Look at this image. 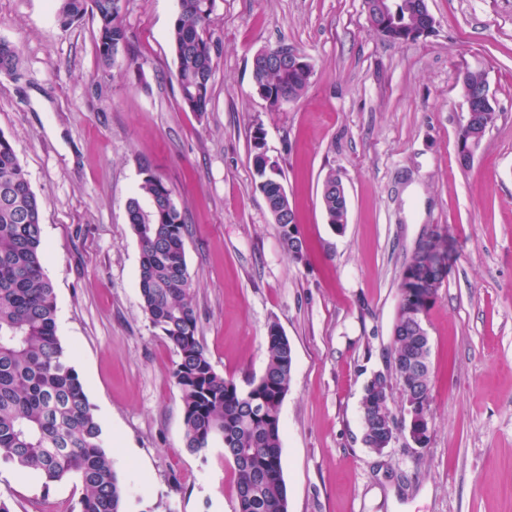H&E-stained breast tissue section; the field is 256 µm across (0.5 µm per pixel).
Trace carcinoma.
Wrapping results in <instances>:
<instances>
[{
    "label": "carcinoma",
    "instance_id": "1",
    "mask_svg": "<svg viewBox=\"0 0 512 512\" xmlns=\"http://www.w3.org/2000/svg\"><path fill=\"white\" fill-rule=\"evenodd\" d=\"M58 21L68 26L90 13L98 22V57L113 67L118 51L129 45L121 0H57ZM408 0H387L388 31L401 34L412 23ZM215 0H178L170 31L177 60V82L184 107L205 112L211 101L214 57L211 32ZM274 48L255 54L253 83L270 108L298 99L312 75L311 65L290 71L271 62ZM0 70L19 73L13 45L0 41ZM496 120L491 109L477 112L459 138L480 139ZM265 200L283 208L277 165L253 160ZM138 192L126 206L128 224L140 247L138 288L142 311L171 344L177 360L171 376L184 406L185 448L199 453L220 439L236 474V512H288L283 478L281 407L293 372V348L281 327L268 325L262 375L241 388L218 373L198 331L188 272L184 222L173 188L146 167ZM336 174L322 183L321 201L328 224L344 230L348 210L336 200ZM42 202L33 192L12 141L0 133V460L38 476L44 489L74 479L82 489L80 512H125L123 483L106 452L102 429L78 373L63 348L56 325V295L43 266ZM442 271L426 273L436 295L447 275L448 239L431 233ZM415 245L399 288L422 273ZM414 302L399 294L386 373H372L363 387L362 439L366 448L384 446L394 426L379 393L399 387L407 411L427 414L432 391L429 339L416 335Z\"/></svg>",
    "mask_w": 512,
    "mask_h": 512
}]
</instances>
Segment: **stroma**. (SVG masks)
Returning <instances> with one entry per match:
<instances>
[{
  "label": "stroma",
  "mask_w": 512,
  "mask_h": 512,
  "mask_svg": "<svg viewBox=\"0 0 512 512\" xmlns=\"http://www.w3.org/2000/svg\"><path fill=\"white\" fill-rule=\"evenodd\" d=\"M435 31L392 42L364 0H216L212 100L185 110L170 28L178 0H126L131 43L101 71L97 22L61 26L56 0H0V132L43 202L57 336L126 487L127 512H235L221 443L184 445L176 355L140 307V248L126 204L143 168L173 188L199 334L215 370L245 384L278 323L293 347L281 409L288 512H512V0H427ZM285 44L313 75L280 109L259 97L254 55ZM144 81L126 73L127 57ZM482 72L497 119L470 167L456 157L462 83ZM261 126L308 244L284 250L257 187ZM347 195L343 231L321 185ZM448 238V276L426 315L431 434L382 455L362 443L361 398L384 369L401 273L416 241ZM81 488L0 462L11 512H79ZM326 187V189H325ZM336 189V194L334 190ZM336 196L339 200H345V188L340 182L336 186V173H330L322 183L321 201L323 209L326 213L328 224L336 230L343 231L347 224L348 209H343L340 203L337 202Z\"/></svg>",
  "instance_id": "stroma-1"
}]
</instances>
